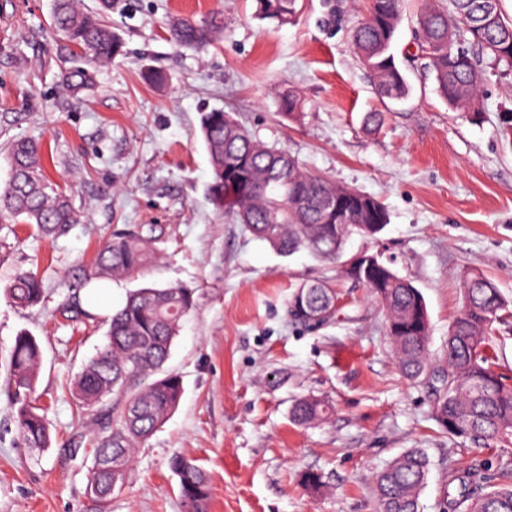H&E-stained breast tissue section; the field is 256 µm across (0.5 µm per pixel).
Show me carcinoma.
<instances>
[{"label": "carcinoma", "instance_id": "1", "mask_svg": "<svg viewBox=\"0 0 512 512\" xmlns=\"http://www.w3.org/2000/svg\"><path fill=\"white\" fill-rule=\"evenodd\" d=\"M258 14L286 24L295 0H256ZM400 0H372L367 18L352 33L353 46L373 74L380 97L403 100L408 81L391 52L401 21ZM420 41L416 56L425 61L436 92L456 110L476 115L484 60L512 75V20L505 19L500 0H449L446 10L426 7L417 15ZM51 27L66 40V49L81 53V64L67 67L62 81L74 94L91 87L98 68L121 51L122 42L102 17L85 13L78 0H55ZM224 28L218 14L195 21L181 18L169 26L178 46L199 49ZM284 114L301 111L298 94L280 102ZM201 136L209 157L213 205L231 211L240 223L275 251L292 255L306 249L318 258L335 260L353 234L375 238L389 224L386 207L364 192L341 186L304 170L288 151L256 140L230 112L203 114ZM10 176L0 189V223H21L38 235L56 240L78 223L68 195L46 176L41 147L27 138L14 140L6 155ZM353 280L369 288L385 312V329L393 355L411 380L431 376L440 383L436 417L448 434L475 444H512V385L493 369L486 343L496 323L512 318V301L494 281L471 272L462 283L463 306L448 331L445 366L433 367L429 352L430 322L421 291L401 277L381 256L370 254ZM157 261L153 237L143 228L116 229L104 238L94 260L72 274L74 295L92 283L129 280ZM12 302L33 307L42 301V279L20 272L6 286ZM197 307L196 291L182 285L143 286L129 292L124 304L107 319V342L75 377L71 393L77 412L94 417L93 461L86 491L102 503L129 483L133 455L175 411L182 394L178 375L163 370L182 322ZM291 315L331 319L336 289L329 280L295 287ZM41 350L35 337L15 338L8 369L11 406L20 439L28 448L50 446V430L37 404L36 383ZM112 407H104L106 399ZM332 413L329 403L302 397L292 408L294 422H321ZM169 466L179 479L185 512H209L207 473L183 455ZM429 461L409 449L374 474L375 494L383 512H420L419 496ZM461 495L450 499L451 512H512V484L499 486L477 468L448 475Z\"/></svg>", "mask_w": 512, "mask_h": 512}]
</instances>
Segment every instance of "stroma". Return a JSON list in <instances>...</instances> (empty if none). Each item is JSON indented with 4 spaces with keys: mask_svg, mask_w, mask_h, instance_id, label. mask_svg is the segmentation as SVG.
<instances>
[{
    "mask_svg": "<svg viewBox=\"0 0 512 512\" xmlns=\"http://www.w3.org/2000/svg\"><path fill=\"white\" fill-rule=\"evenodd\" d=\"M104 13L123 42L96 84L71 95L60 80L61 43L50 27L54 0H0V186L10 142L25 137L51 152L50 178L73 200L80 222L49 241L23 224H0V512H184L173 454L208 473L210 512H377L373 475L411 448L430 466L420 512H446L448 474L470 467L512 478V447L476 446L449 435L428 381L400 372L381 305L350 279L347 262L376 253L424 296L429 350L441 363L462 308V280L478 271L512 300V151L498 129L512 112V77L484 67L482 111H453L415 57L416 14L447 0H402L393 52L411 87L407 100L380 98L356 56L350 30L371 0H296L288 24L260 18L255 0H82ZM224 14V31L202 50L176 46L168 24ZM165 71L157 89L144 67ZM304 101L296 117L279 97ZM234 113L261 142L288 150L309 171L377 198L390 222L378 238H349L333 262L301 251L283 256L235 217L217 211L207 185L202 113ZM385 115L366 126L368 113ZM152 229L161 263L114 282L113 307L129 290L182 284L198 307L183 321L165 364L182 380L177 410L138 449L133 475L108 503L86 492L89 439L97 426L77 415L69 386L105 343L103 319L72 321L71 269L90 260L108 227ZM35 271L43 302L15 306L3 288ZM330 279L339 312L306 326L289 313L295 287ZM42 351L36 386L51 445L28 448L16 432L5 380L16 336ZM328 400L332 415L292 422L296 399ZM325 477L323 495L301 485Z\"/></svg>",
    "mask_w": 512,
    "mask_h": 512,
    "instance_id": "obj_1",
    "label": "stroma"
}]
</instances>
